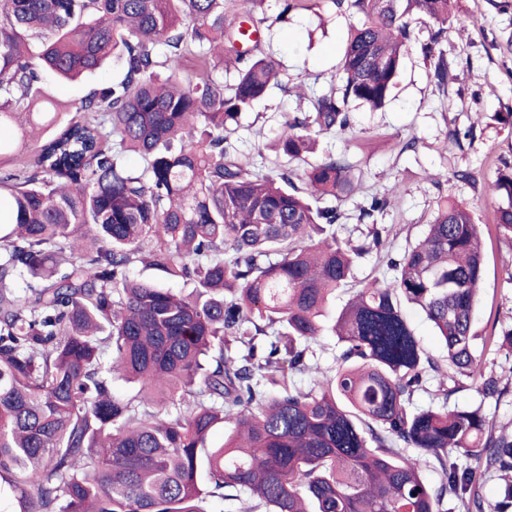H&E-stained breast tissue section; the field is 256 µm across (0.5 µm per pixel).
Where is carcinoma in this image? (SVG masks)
Listing matches in <instances>:
<instances>
[{"label":"carcinoma","instance_id":"1","mask_svg":"<svg viewBox=\"0 0 512 512\" xmlns=\"http://www.w3.org/2000/svg\"><path fill=\"white\" fill-rule=\"evenodd\" d=\"M360 12L341 87L284 116L262 173L230 134L281 84L279 63L243 51L256 19L237 0H0V499L6 512H207L211 498L265 512L512 509V432L482 408L448 407L460 378L512 391L477 355L487 244L471 209L441 203L388 278L363 282L336 317L335 374L310 388L322 319L379 230L328 233L355 190L343 155L310 163L313 137L349 128V105L389 99L412 40L448 85L440 47L454 0H333ZM245 62L214 76L224 51ZM118 59L63 123L37 112L46 75L73 81ZM141 160L129 166L128 155ZM497 237L512 242V167L492 185ZM149 260L188 294L130 277ZM23 289L24 295L17 294ZM420 308L438 360L401 311ZM137 387L122 397L112 380ZM437 381L439 405L411 408ZM229 433L208 446L214 428ZM473 457L460 468L451 453ZM436 462L444 479L423 478ZM501 480L488 511L482 475Z\"/></svg>","mask_w":512,"mask_h":512}]
</instances>
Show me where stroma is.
Wrapping results in <instances>:
<instances>
[{
  "instance_id": "1",
  "label": "stroma",
  "mask_w": 512,
  "mask_h": 512,
  "mask_svg": "<svg viewBox=\"0 0 512 512\" xmlns=\"http://www.w3.org/2000/svg\"><path fill=\"white\" fill-rule=\"evenodd\" d=\"M359 14L334 6L332 0H312L288 23L261 30L259 47L280 61L283 88H275L241 118L233 136L237 151L270 171L264 145L280 130L282 115L295 111L293 86L321 93L334 79L348 31ZM414 37L389 102L373 110L358 104L350 112L351 132L317 139L316 154L346 155L360 181L355 195L343 202L336 226L339 237L364 239L371 226L384 228L392 255L404 253L421 238L438 201L464 202L475 223L490 225L498 197L490 190L499 169L512 166V126L498 113L512 110V0H455L453 27L443 48L451 63L447 89L431 83L420 45L429 29L414 24ZM115 64L74 83L53 76L44 79V95L60 103H75L93 86L116 77ZM471 131V138L454 140L453 131ZM415 139L414 150L398 153L396 141ZM470 171L474 180L458 181L455 171ZM391 200L374 222L359 220L358 208L372 196ZM512 326V244L496 241L488 249L482 296L474 328L480 334ZM461 408L482 406L489 420L512 425V395L502 401L483 398L477 385L465 381L450 399Z\"/></svg>"
}]
</instances>
